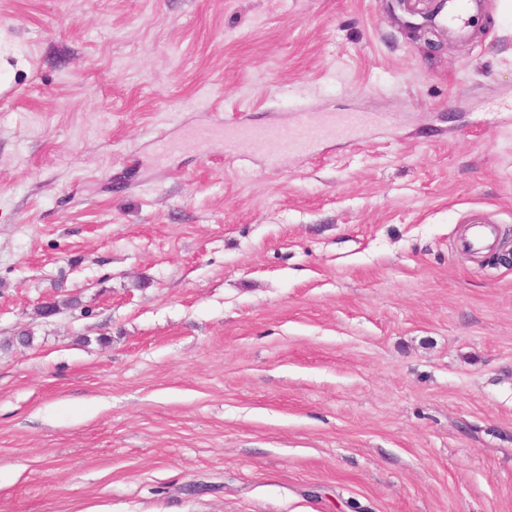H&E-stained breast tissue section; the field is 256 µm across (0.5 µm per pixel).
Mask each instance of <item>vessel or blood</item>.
<instances>
[{"label": "vessel or blood", "instance_id": "vessel-or-blood-1", "mask_svg": "<svg viewBox=\"0 0 512 512\" xmlns=\"http://www.w3.org/2000/svg\"><path fill=\"white\" fill-rule=\"evenodd\" d=\"M481 6V0H439L437 20L448 31L465 38ZM360 124V115L352 112L334 121L299 122L289 126H243L239 128L238 135L259 147L269 158L278 159L315 147L335 134L355 131ZM495 236L492 224L486 219L474 218L464 225L457 244L463 251L479 253L494 244Z\"/></svg>", "mask_w": 512, "mask_h": 512}]
</instances>
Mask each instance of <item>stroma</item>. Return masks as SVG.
Masks as SVG:
<instances>
[{"label": "stroma", "instance_id": "obj_1", "mask_svg": "<svg viewBox=\"0 0 512 512\" xmlns=\"http://www.w3.org/2000/svg\"><path fill=\"white\" fill-rule=\"evenodd\" d=\"M483 3L413 41L393 0H0V512H512V0ZM302 112L371 120L157 149ZM473 213L496 253L457 247ZM360 124L361 116L352 112L341 115L336 122L332 119L289 126H240L238 135L259 147L269 158L278 159L315 147L337 133L353 132Z\"/></svg>", "mask_w": 512, "mask_h": 512}]
</instances>
